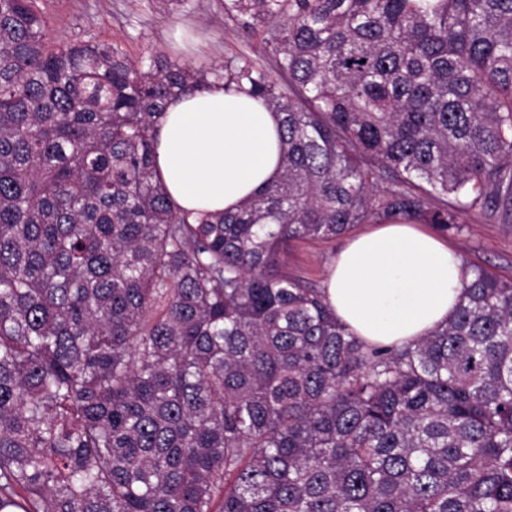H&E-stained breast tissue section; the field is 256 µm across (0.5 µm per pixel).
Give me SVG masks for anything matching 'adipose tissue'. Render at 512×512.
Wrapping results in <instances>:
<instances>
[{
	"instance_id": "1",
	"label": "adipose tissue",
	"mask_w": 512,
	"mask_h": 512,
	"mask_svg": "<svg viewBox=\"0 0 512 512\" xmlns=\"http://www.w3.org/2000/svg\"><path fill=\"white\" fill-rule=\"evenodd\" d=\"M281 124L264 103L212 88L169 100L156 165L172 204L221 214L279 179ZM466 270L438 236L387 224L347 239L329 272L337 317L369 343L401 345L453 314Z\"/></svg>"
}]
</instances>
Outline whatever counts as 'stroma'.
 <instances>
[{
  "label": "stroma",
  "instance_id": "obj_1",
  "mask_svg": "<svg viewBox=\"0 0 512 512\" xmlns=\"http://www.w3.org/2000/svg\"><path fill=\"white\" fill-rule=\"evenodd\" d=\"M48 17L53 37L72 40L88 36L120 44L131 58L152 49L182 62L223 65L235 54L263 49L264 29L249 33L224 13V0H35ZM441 238L462 261L501 275H512V224L470 221L463 233ZM342 240L303 241L284 259L289 274L322 288Z\"/></svg>",
  "mask_w": 512,
  "mask_h": 512
}]
</instances>
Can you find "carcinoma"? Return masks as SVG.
I'll return each mask as SVG.
<instances>
[{"label": "carcinoma", "instance_id": "obj_1", "mask_svg": "<svg viewBox=\"0 0 512 512\" xmlns=\"http://www.w3.org/2000/svg\"><path fill=\"white\" fill-rule=\"evenodd\" d=\"M274 69L57 42L0 0V512H512V277L370 344L294 242L512 223V0H224ZM263 100L284 173L177 210L168 101ZM382 181L389 186L377 190Z\"/></svg>", "mask_w": 512, "mask_h": 512}]
</instances>
